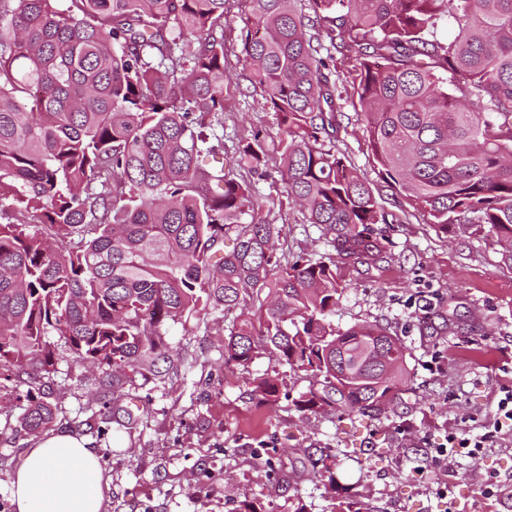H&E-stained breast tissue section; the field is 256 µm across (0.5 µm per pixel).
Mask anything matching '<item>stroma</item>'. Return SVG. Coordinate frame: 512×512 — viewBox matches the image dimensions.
Segmentation results:
<instances>
[{"label":"stroma","instance_id":"1","mask_svg":"<svg viewBox=\"0 0 512 512\" xmlns=\"http://www.w3.org/2000/svg\"><path fill=\"white\" fill-rule=\"evenodd\" d=\"M244 0H228L224 53L231 82L224 92V141L259 134L275 153L279 129L242 62ZM329 68L348 121L333 143L373 188L390 221L379 268L346 267L347 288L334 322L387 327L409 349L407 377L386 416L303 415L292 400L309 388L304 372L262 358L253 370L277 371L282 396L253 397L249 373L225 365L218 314H192L170 325L165 341L174 373L137 377L130 394L102 396L112 369L82 363L56 341L48 381L58 407L53 428L85 437L110 476L107 512H238L244 496L263 512H332L355 503L362 512H512V446L437 466L431 451L449 431L478 433L512 386V262L473 224L439 232L384 181L372 158L353 90V63L333 52ZM262 215L282 228L280 250L323 252L300 208L279 205L275 171L251 175ZM252 370V371H253ZM13 383H0V512H14L11 479L32 437L21 431ZM496 474L504 490L482 495Z\"/></svg>","mask_w":512,"mask_h":512}]
</instances>
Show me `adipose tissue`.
<instances>
[{"instance_id": "adipose-tissue-1", "label": "adipose tissue", "mask_w": 512, "mask_h": 512, "mask_svg": "<svg viewBox=\"0 0 512 512\" xmlns=\"http://www.w3.org/2000/svg\"><path fill=\"white\" fill-rule=\"evenodd\" d=\"M110 478L98 450L56 430L25 449L11 482L15 512H105Z\"/></svg>"}]
</instances>
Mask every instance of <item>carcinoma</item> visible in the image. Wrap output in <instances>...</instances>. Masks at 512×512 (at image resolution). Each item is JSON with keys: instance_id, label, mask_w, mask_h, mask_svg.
<instances>
[{"instance_id": "obj_1", "label": "carcinoma", "mask_w": 512, "mask_h": 512, "mask_svg": "<svg viewBox=\"0 0 512 512\" xmlns=\"http://www.w3.org/2000/svg\"><path fill=\"white\" fill-rule=\"evenodd\" d=\"M58 2L0 0V371L26 386L19 427L55 419L36 390L50 337L111 366L115 393L172 369L163 329L199 311L229 318L225 364L310 377L299 412L379 418L408 349L333 316L343 266L378 267L388 219L329 142L344 111L321 50L354 61L385 181L444 233L464 219L512 244V0H246L244 61L281 139L271 158L255 134L233 159L274 166L320 232L327 250L292 261L253 184L201 164L224 152L226 0ZM251 385L278 402L277 375Z\"/></svg>"}]
</instances>
